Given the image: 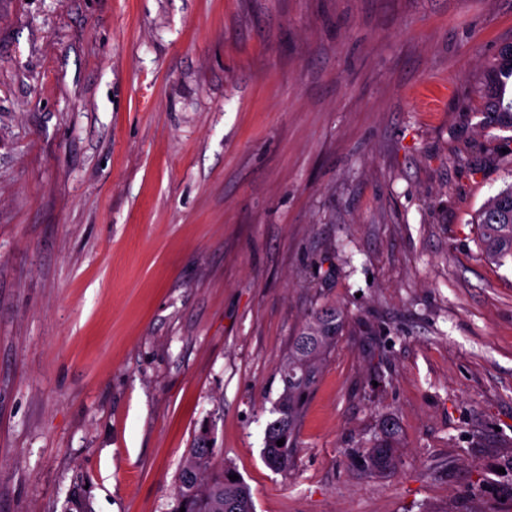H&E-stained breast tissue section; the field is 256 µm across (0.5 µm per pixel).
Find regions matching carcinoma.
<instances>
[{
  "label": "carcinoma",
  "instance_id": "cac0c4a2",
  "mask_svg": "<svg viewBox=\"0 0 512 512\" xmlns=\"http://www.w3.org/2000/svg\"><path fill=\"white\" fill-rule=\"evenodd\" d=\"M509 85H512V43L503 47L494 60L489 87L490 111L499 113L501 122L512 127V102L503 101ZM475 220L483 255L499 265L512 262V185L489 197L477 211ZM343 328L342 311L325 307L314 312L291 339L288 354L278 370L281 392L264 432L263 458L268 466L285 471L294 464L298 423ZM396 434L393 419H387L384 435L359 454L364 473L375 474L396 467ZM280 439L284 444L279 447ZM210 442L212 438L206 434L195 435L178 476L171 512H180L182 507L185 512H255L249 487L240 478L230 480L236 469L216 463L215 447Z\"/></svg>",
  "mask_w": 512,
  "mask_h": 512
}]
</instances>
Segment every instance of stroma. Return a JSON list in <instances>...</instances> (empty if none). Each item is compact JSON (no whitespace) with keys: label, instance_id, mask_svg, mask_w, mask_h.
Returning <instances> with one entry per match:
<instances>
[{"label":"stroma","instance_id":"35a3bbf8","mask_svg":"<svg viewBox=\"0 0 512 512\" xmlns=\"http://www.w3.org/2000/svg\"><path fill=\"white\" fill-rule=\"evenodd\" d=\"M509 43L512 0H0V512H170L205 425L255 512H512ZM493 79L489 87L490 112H500V121L512 127V102L503 101L508 85H512V43L503 47L493 64ZM475 220L483 255L499 265L512 262V185L489 197ZM343 328L342 311L325 307L314 312L291 339L288 354L278 370L281 392L270 411L274 417L264 432L262 454L271 468L285 471L294 464L298 423ZM280 439H284V444L278 447ZM396 425L393 419L386 420L384 435L371 443L369 448H363L359 454V464L365 474H375L394 469L398 462L396 448Z\"/></svg>","mask_w":512,"mask_h":512}]
</instances>
